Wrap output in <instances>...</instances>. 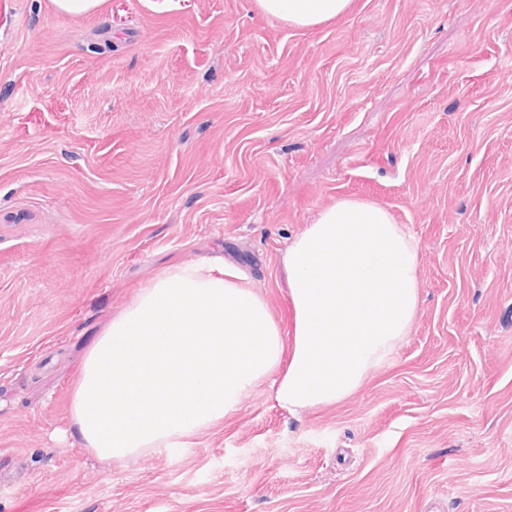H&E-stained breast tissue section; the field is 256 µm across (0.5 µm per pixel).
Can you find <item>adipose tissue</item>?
<instances>
[{
  "label": "adipose tissue",
  "instance_id": "1",
  "mask_svg": "<svg viewBox=\"0 0 512 512\" xmlns=\"http://www.w3.org/2000/svg\"><path fill=\"white\" fill-rule=\"evenodd\" d=\"M255 2L307 28L343 17L352 0ZM418 250L376 203L342 198L323 208L281 257L288 340L234 272L167 268L89 349L71 402L75 438L99 458L133 461L192 445L264 384L293 414L342 401L409 336L420 310Z\"/></svg>",
  "mask_w": 512,
  "mask_h": 512
}]
</instances>
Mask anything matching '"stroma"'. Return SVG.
<instances>
[{
  "label": "stroma",
  "instance_id": "35a3bbf8",
  "mask_svg": "<svg viewBox=\"0 0 512 512\" xmlns=\"http://www.w3.org/2000/svg\"><path fill=\"white\" fill-rule=\"evenodd\" d=\"M346 197L419 243L389 363L189 448L77 447L74 374L139 289L220 258L291 333L281 255ZM0 512H512V0H0ZM258 9L288 24L307 28L346 15L352 0H255Z\"/></svg>",
  "mask_w": 512,
  "mask_h": 512
}]
</instances>
